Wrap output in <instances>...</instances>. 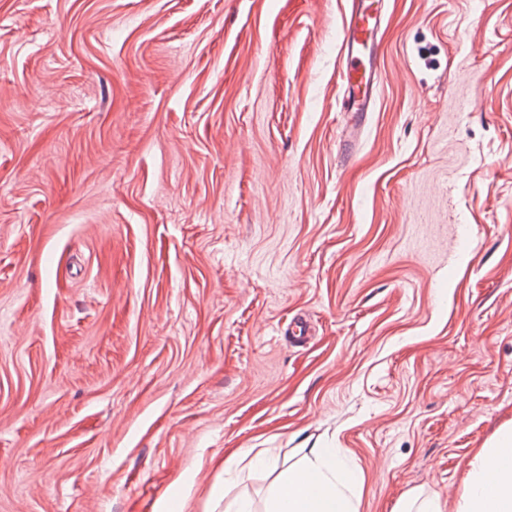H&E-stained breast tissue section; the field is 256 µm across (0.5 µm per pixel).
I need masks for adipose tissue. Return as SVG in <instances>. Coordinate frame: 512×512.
I'll return each instance as SVG.
<instances>
[{"instance_id":"ef3b65f1","label":"adipose tissue","mask_w":512,"mask_h":512,"mask_svg":"<svg viewBox=\"0 0 512 512\" xmlns=\"http://www.w3.org/2000/svg\"><path fill=\"white\" fill-rule=\"evenodd\" d=\"M256 465L273 472L268 512H358L354 469L338 448H304L288 467L264 457ZM463 491L447 509L438 497L412 492L400 512H512V425L501 427L468 461Z\"/></svg>"}]
</instances>
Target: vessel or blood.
Segmentation results:
<instances>
[{
    "label": "vessel or blood",
    "instance_id": "1",
    "mask_svg": "<svg viewBox=\"0 0 512 512\" xmlns=\"http://www.w3.org/2000/svg\"><path fill=\"white\" fill-rule=\"evenodd\" d=\"M382 24L381 0H352L341 44L342 111L363 114L372 108Z\"/></svg>",
    "mask_w": 512,
    "mask_h": 512
}]
</instances>
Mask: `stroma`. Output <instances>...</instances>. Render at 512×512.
Masks as SVG:
<instances>
[{"label": "stroma", "instance_id": "obj_1", "mask_svg": "<svg viewBox=\"0 0 512 512\" xmlns=\"http://www.w3.org/2000/svg\"><path fill=\"white\" fill-rule=\"evenodd\" d=\"M350 8L0 0V512H224L304 446L451 503L512 422V0H383L360 126Z\"/></svg>", "mask_w": 512, "mask_h": 512}]
</instances>
